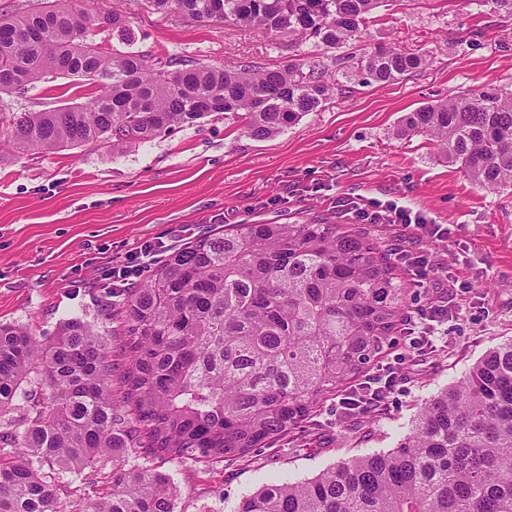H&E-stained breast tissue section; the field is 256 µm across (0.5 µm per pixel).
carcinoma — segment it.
Returning a JSON list of instances; mask_svg holds the SVG:
<instances>
[{
  "instance_id": "carcinoma-1",
  "label": "carcinoma",
  "mask_w": 512,
  "mask_h": 512,
  "mask_svg": "<svg viewBox=\"0 0 512 512\" xmlns=\"http://www.w3.org/2000/svg\"><path fill=\"white\" fill-rule=\"evenodd\" d=\"M199 25L262 29L293 49L361 37L388 0H147ZM132 40L129 13L28 0L0 14V96L70 77L91 101L0 111L25 152L87 144L120 152L213 114L262 140L348 83L386 84L428 65L412 49L214 66L93 40ZM432 141L474 184L512 188V92L483 86L406 113L393 130ZM390 250L341 224L209 230L54 336L0 322V512H175L156 459L214 463L280 440L349 389L409 311ZM29 403L19 407L18 400ZM112 466L108 492L70 511L60 477ZM235 512H512V338L426 401L398 447L357 455L243 498Z\"/></svg>"
}]
</instances>
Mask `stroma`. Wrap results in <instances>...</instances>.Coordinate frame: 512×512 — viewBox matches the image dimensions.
Returning <instances> with one entry per match:
<instances>
[{
  "mask_svg": "<svg viewBox=\"0 0 512 512\" xmlns=\"http://www.w3.org/2000/svg\"><path fill=\"white\" fill-rule=\"evenodd\" d=\"M132 13V46L108 31L97 41L156 60L176 54L213 65L275 67L293 53H325L311 41L291 52L264 30L200 26L142 2ZM367 42L417 50L428 64L392 83L352 85L268 139L218 115L123 153L88 145L20 154L0 144V322L29 324L40 336L66 318L95 314L99 269L145 243L160 244L164 257L216 224L351 227L343 205L360 197L398 201L447 227V241L433 249L441 261L467 267L468 293L448 295L457 314L441 327L447 344L404 365L403 390L388 413L364 420L337 412L330 400L245 458L154 461L182 490L176 512H234L264 485L397 447L421 403L512 338V188H481L426 138L393 134L405 113L449 94L490 84L512 91V15L491 0H392L369 20L365 41L344 52L360 54ZM85 100L84 89L59 78L8 102L27 112Z\"/></svg>",
  "mask_w": 512,
  "mask_h": 512,
  "instance_id": "obj_1",
  "label": "stroma"
}]
</instances>
